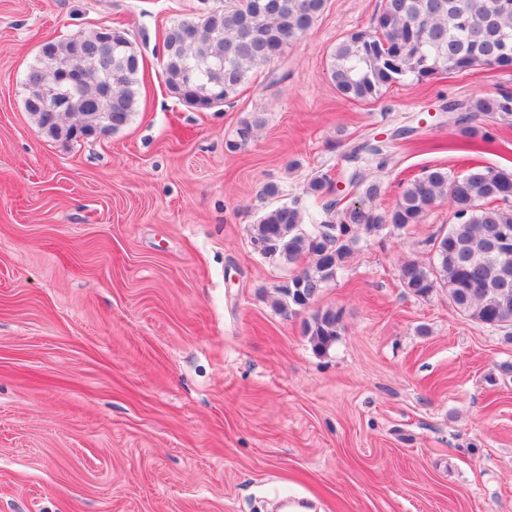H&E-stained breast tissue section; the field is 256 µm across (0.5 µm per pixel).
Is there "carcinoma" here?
<instances>
[{
  "label": "carcinoma",
  "instance_id": "cac0c4a2",
  "mask_svg": "<svg viewBox=\"0 0 512 512\" xmlns=\"http://www.w3.org/2000/svg\"><path fill=\"white\" fill-rule=\"evenodd\" d=\"M326 0H224L196 17L171 24L164 33V75L168 89L189 107L207 111L232 101L251 75L281 57L304 37ZM98 38L76 33L41 47L33 64L59 71L80 67L89 75L79 95L69 98L56 121L26 108L52 138H73L77 127L104 126L112 109V131L125 126L138 104L140 62L126 32L112 29V102L99 98V63L77 58L75 43ZM481 65L512 69V0H382L370 31L347 35L330 54L329 71L345 98L366 101L394 83L422 82L435 75L465 72ZM443 110L512 121V92L450 101ZM75 122L67 124L65 118ZM389 144L367 139L345 156L363 155L384 163ZM358 199L341 207L336 185L325 175L308 185L309 203L294 200L266 211L253 225V242L267 258L291 265L304 255L314 264L277 287L274 309L310 306L322 288L348 266L361 236L403 230L418 224L440 200H448L455 222L426 240L434 264L410 260L399 269L401 287L418 297L448 289L454 310L485 326L505 330L512 343V171L476 166L461 175L425 169L410 180L395 205L376 204L381 186L357 168L345 181ZM341 311L316 310L305 333L317 351L336 342Z\"/></svg>",
  "mask_w": 512,
  "mask_h": 512
}]
</instances>
